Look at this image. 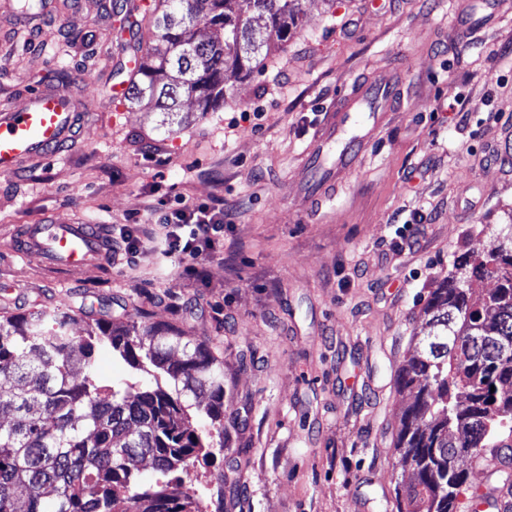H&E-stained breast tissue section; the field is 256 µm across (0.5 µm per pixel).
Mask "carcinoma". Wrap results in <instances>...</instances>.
Returning a JSON list of instances; mask_svg holds the SVG:
<instances>
[{
    "label": "carcinoma",
    "instance_id": "carcinoma-1",
    "mask_svg": "<svg viewBox=\"0 0 512 512\" xmlns=\"http://www.w3.org/2000/svg\"><path fill=\"white\" fill-rule=\"evenodd\" d=\"M137 22L147 61L126 101L159 112L217 111L270 54L254 22L285 42L301 0H163ZM203 27L221 41L199 36ZM493 278L477 293L472 282ZM429 333L397 372L414 394L394 448L415 475L396 488V512H459V462L512 439V237L483 255L457 256L430 292ZM70 310L0 316V512H205L185 489L190 468L224 438V365L206 340L160 324L101 317L77 333ZM110 350L133 379L102 385L96 356ZM196 409L204 423L189 424ZM164 480L142 476L144 459Z\"/></svg>",
    "mask_w": 512,
    "mask_h": 512
}]
</instances>
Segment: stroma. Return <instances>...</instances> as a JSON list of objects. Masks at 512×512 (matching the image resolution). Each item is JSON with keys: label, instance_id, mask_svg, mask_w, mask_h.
<instances>
[{"label": "stroma", "instance_id": "stroma-1", "mask_svg": "<svg viewBox=\"0 0 512 512\" xmlns=\"http://www.w3.org/2000/svg\"><path fill=\"white\" fill-rule=\"evenodd\" d=\"M302 0L286 42L215 112L183 99L177 117L112 101L105 75L130 58L126 13L105 0L44 18L29 39L0 9V104L57 83L85 102L72 149L0 175V315L106 310L209 340L224 363V454L196 462L224 483V512H386L412 482L393 448L408 395L398 367L428 332L424 312L454 258L480 253L512 211V165L490 160L512 132V0L471 34L467 0ZM403 73L405 99L357 165L314 180L336 192L301 208L304 150L343 86ZM254 110L257 120L240 122ZM237 129H229L231 121ZM233 212L213 255L170 257L156 220L177 200ZM78 217L138 225L136 253L65 272L21 254L19 229Z\"/></svg>", "mask_w": 512, "mask_h": 512}]
</instances>
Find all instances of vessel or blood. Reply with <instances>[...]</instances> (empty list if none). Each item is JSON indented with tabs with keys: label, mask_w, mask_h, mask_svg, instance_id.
<instances>
[{
	"label": "vessel or blood",
	"mask_w": 512,
	"mask_h": 512,
	"mask_svg": "<svg viewBox=\"0 0 512 512\" xmlns=\"http://www.w3.org/2000/svg\"><path fill=\"white\" fill-rule=\"evenodd\" d=\"M501 0H471L467 12L458 14L457 25L474 31L478 22H495L501 17ZM403 79L369 80L341 92L338 108L326 112L306 149L305 169L315 168L328 147H335V169H352L385 112L398 99ZM84 102L79 90L49 84L26 92L0 107V174L12 173L26 165H36L63 149L75 138V128L83 116ZM23 253L42 258L48 264L71 269L99 263L106 241L97 226L54 218L27 224L19 240ZM512 470V449L493 453L483 463L481 486L488 512H512V488L499 476Z\"/></svg>",
	"instance_id": "vessel-or-blood-1"
}]
</instances>
